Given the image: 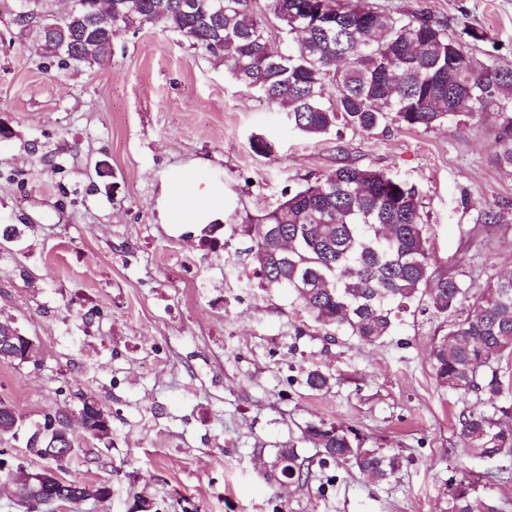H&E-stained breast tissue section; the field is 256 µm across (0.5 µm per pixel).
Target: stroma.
<instances>
[{
    "label": "stroma",
    "mask_w": 512,
    "mask_h": 512,
    "mask_svg": "<svg viewBox=\"0 0 512 512\" xmlns=\"http://www.w3.org/2000/svg\"><path fill=\"white\" fill-rule=\"evenodd\" d=\"M405 18L447 23L468 52L512 67V0H373ZM0 0V322L34 338L37 361L0 365V398L26 423L82 399L112 415V440L74 428L70 479L104 482V502L55 512H446L449 481L483 476L512 512V459L470 455L458 418L482 396L440 387L433 314L407 315L376 345L327 334L287 292L261 287L249 219L341 162L418 188L434 262L483 285L512 272V169L492 161L494 131L470 122L367 136L310 138L239 85L223 62L145 27L89 66L42 54ZM273 147L257 153L254 138ZM224 190L210 218L173 226L162 192L193 163ZM500 213L483 222V211ZM63 239L75 252L44 262ZM98 295L73 314L59 280ZM91 320L94 337L79 325ZM332 381L310 389L306 373ZM350 429L364 448L399 454L396 477L319 465L308 422ZM310 462L305 485L269 477L276 448Z\"/></svg>",
    "instance_id": "35a3bbf8"
}]
</instances>
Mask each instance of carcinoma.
Listing matches in <instances>:
<instances>
[{"label": "carcinoma", "instance_id": "carcinoma-1", "mask_svg": "<svg viewBox=\"0 0 512 512\" xmlns=\"http://www.w3.org/2000/svg\"><path fill=\"white\" fill-rule=\"evenodd\" d=\"M26 0L21 27L44 18ZM62 23L77 31L95 11L78 0ZM112 0V27L97 31L102 64L112 41L127 28L159 26L191 46L224 60L234 79L255 89L309 137L346 130L372 135L388 120L408 129L474 120L496 128L493 161L512 169V68L486 64L466 51L447 26L428 16L395 17L366 0H332L334 10L315 20L305 0H268V11L288 30L293 44L271 52L274 26L250 0ZM247 230L256 275L266 288H286L315 323L374 345L390 336L402 317L425 305L451 317L431 350L440 386L461 395L485 396L488 408L459 417L464 447L477 458L512 457V377L500 371L512 359V273L493 274L476 287L432 263L418 189L384 171L342 164L304 187L288 191ZM93 396L82 400L87 435L108 438L104 409ZM304 437L322 449L321 464L353 465L375 482L393 478L402 461L395 454L362 448L342 427L309 423ZM47 447L36 425L25 448L39 460ZM306 459L294 447L275 451V474L300 483ZM82 480L49 486L32 480L14 495L17 504L53 496L59 504L86 501ZM480 479L458 480L448 512H501Z\"/></svg>", "mask_w": 512, "mask_h": 512}]
</instances>
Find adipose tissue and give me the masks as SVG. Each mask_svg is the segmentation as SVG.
<instances>
[{"label": "adipose tissue", "mask_w": 512, "mask_h": 512, "mask_svg": "<svg viewBox=\"0 0 512 512\" xmlns=\"http://www.w3.org/2000/svg\"><path fill=\"white\" fill-rule=\"evenodd\" d=\"M224 205L223 190L202 185L198 178L180 180L178 187H167L162 207L167 223L197 224L213 210Z\"/></svg>", "instance_id": "1"}]
</instances>
